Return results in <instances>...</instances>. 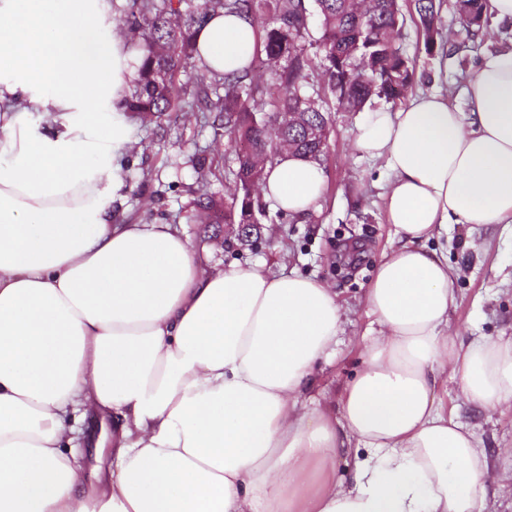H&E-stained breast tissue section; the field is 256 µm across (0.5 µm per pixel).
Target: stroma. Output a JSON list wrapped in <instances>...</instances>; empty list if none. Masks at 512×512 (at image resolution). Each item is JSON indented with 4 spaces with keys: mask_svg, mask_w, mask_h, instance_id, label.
<instances>
[{
    "mask_svg": "<svg viewBox=\"0 0 512 512\" xmlns=\"http://www.w3.org/2000/svg\"><path fill=\"white\" fill-rule=\"evenodd\" d=\"M402 47L416 75L412 94L440 93L465 108L461 89L473 75L481 54L512 44V20L489 19L493 38L468 39L456 19V0H440V24L434 54H427L411 0L403 4ZM201 68L180 73L183 91L176 106L161 116L134 122L138 143L124 159L127 199L116 208L127 222H164L178 226L211 262L262 261L271 273L295 270L335 288L345 314L336 358L314 371L312 388L300 402L307 408L323 402L339 409V397L362 365V354L377 328L365 292L384 249L392 241L385 219L384 195L391 173L382 161L362 155L354 144L359 113L341 110L335 97L318 83L329 122L327 149L320 160L327 177L323 199L307 220L288 219L261 203L250 225L200 223L196 202L207 195L216 203L234 189L238 149L224 132V121L203 119L190 111ZM210 167L205 185H197L198 164ZM448 261L456 271L459 304L451 315L464 336H512V231L499 225H452ZM439 395L450 410L482 439L499 469L512 471V412L490 414L460 403L454 381L442 383Z\"/></svg>",
    "mask_w": 512,
    "mask_h": 512,
    "instance_id": "35a3bbf8",
    "label": "stroma"
}]
</instances>
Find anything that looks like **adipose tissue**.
<instances>
[{"label": "adipose tissue", "instance_id": "adipose-tissue-1", "mask_svg": "<svg viewBox=\"0 0 512 512\" xmlns=\"http://www.w3.org/2000/svg\"><path fill=\"white\" fill-rule=\"evenodd\" d=\"M233 77L258 50L248 18L194 34ZM110 0H0V512H486L503 480L437 386L512 411V337L463 340L445 253L452 224H512V48L484 52L463 90L362 114L357 150L384 159L397 244L366 290L378 325L339 415L299 396L336 353L343 309L314 277L205 264L170 224L117 223L119 106L135 75ZM284 152L261 194L304 218L325 191ZM112 422L84 478L73 413ZM357 443L351 482L336 458Z\"/></svg>", "mask_w": 512, "mask_h": 512}]
</instances>
